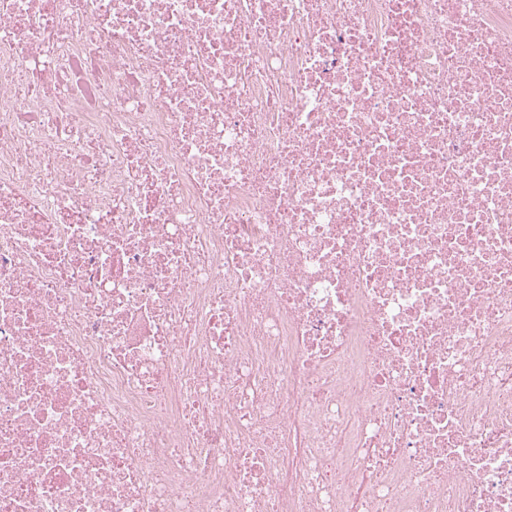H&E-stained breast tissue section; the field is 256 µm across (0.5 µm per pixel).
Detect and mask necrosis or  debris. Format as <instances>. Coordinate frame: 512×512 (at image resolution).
Instances as JSON below:
<instances>
[{
	"instance_id": "necrosis-or-debris-1",
	"label": "necrosis or debris",
	"mask_w": 512,
	"mask_h": 512,
	"mask_svg": "<svg viewBox=\"0 0 512 512\" xmlns=\"http://www.w3.org/2000/svg\"><path fill=\"white\" fill-rule=\"evenodd\" d=\"M0 512H512V0H0Z\"/></svg>"
}]
</instances>
